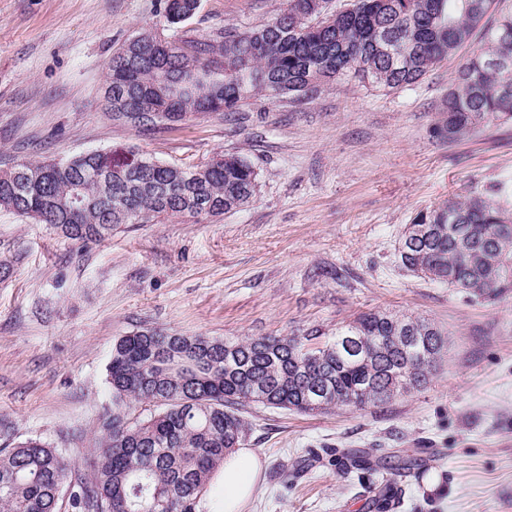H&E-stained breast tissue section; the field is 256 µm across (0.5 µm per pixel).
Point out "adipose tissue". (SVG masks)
I'll return each mask as SVG.
<instances>
[{
    "mask_svg": "<svg viewBox=\"0 0 512 512\" xmlns=\"http://www.w3.org/2000/svg\"><path fill=\"white\" fill-rule=\"evenodd\" d=\"M260 462L251 449L238 448L224 459L216 478L221 493L220 512H241L259 489Z\"/></svg>",
    "mask_w": 512,
    "mask_h": 512,
    "instance_id": "obj_1",
    "label": "adipose tissue"
}]
</instances>
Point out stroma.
I'll return each mask as SVG.
<instances>
[{
	"instance_id": "stroma-1",
	"label": "stroma",
	"mask_w": 512,
	"mask_h": 512,
	"mask_svg": "<svg viewBox=\"0 0 512 512\" xmlns=\"http://www.w3.org/2000/svg\"><path fill=\"white\" fill-rule=\"evenodd\" d=\"M284 0H200L181 38L267 22ZM158 0H0V171L135 146L192 166L246 156L260 187L201 224H124L80 245L0 208V447L30 437L88 470L110 399L112 347L143 328L227 340L301 336L369 310L426 318L445 341L430 382L364 411L242 409L263 465L246 512H512V296L487 303L406 272L397 243L421 210L501 190L512 123L448 143L432 128L458 58L412 87L336 81L301 101L139 131L102 103L106 65ZM372 452L376 467L346 462ZM411 459L420 476L389 483ZM392 484L381 508L372 488Z\"/></svg>"
}]
</instances>
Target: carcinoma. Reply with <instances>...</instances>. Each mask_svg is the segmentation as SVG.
Listing matches in <instances>:
<instances>
[{
    "instance_id": "cac0c4a2",
    "label": "carcinoma",
    "mask_w": 512,
    "mask_h": 512,
    "mask_svg": "<svg viewBox=\"0 0 512 512\" xmlns=\"http://www.w3.org/2000/svg\"><path fill=\"white\" fill-rule=\"evenodd\" d=\"M329 2L287 0L264 24L176 40L166 32L189 21L198 0H163L156 22L107 64L112 119L166 128L189 114L237 112L257 93L308 99L335 80L401 89L477 38L434 134L454 141L512 122L509 0H351L339 12ZM258 187L259 172L238 153L184 167L130 147L119 157L20 162L0 174V206L86 245L121 224H198L249 204ZM398 253L417 276L495 302L512 294V210L493 194L421 210ZM315 335L224 340L146 328L121 337L90 471L37 438L0 448V512H208L204 496L247 434L244 407L325 413L389 404L429 383L443 348L434 323L382 310L311 349ZM141 404L153 411L135 414Z\"/></svg>"
}]
</instances>
